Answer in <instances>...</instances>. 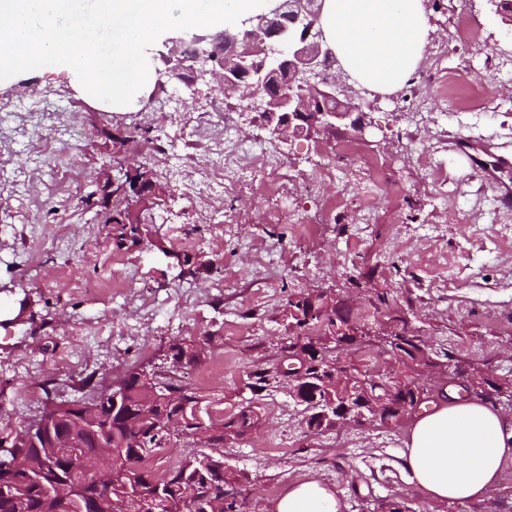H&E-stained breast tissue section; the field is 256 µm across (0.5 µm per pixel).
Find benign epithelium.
<instances>
[{"mask_svg": "<svg viewBox=\"0 0 512 512\" xmlns=\"http://www.w3.org/2000/svg\"><path fill=\"white\" fill-rule=\"evenodd\" d=\"M325 0H276L267 13H261L235 33L198 32L170 38L171 46L161 54L162 75L173 87H192L199 82H220L226 95L246 102L244 110L259 113L267 135L283 143L331 131L352 129L363 139L372 121L368 110L380 100L374 91L361 86L342 66L327 41L321 18ZM93 186L88 208L96 211L99 224H135L138 212L131 209L112 216L117 193H134L139 203L165 197V189L152 175L132 170L121 182L110 164L103 165ZM167 371L180 372L193 363L190 356L173 344L167 346ZM469 394L496 401L498 394L487 385L471 380L468 374H450ZM398 389L374 400L370 412H346L336 424H363L381 419L385 410L399 406ZM98 411L89 405L71 406V414L61 419L51 413L38 415L24 426L25 441L61 444L63 437H74L93 428ZM68 468L77 466L96 472L100 496L95 512H115L112 505V468L99 472L94 460L69 450L64 460ZM48 490L62 507L76 501L75 488L52 473L44 474Z\"/></svg>", "mask_w": 512, "mask_h": 512, "instance_id": "7a95c632", "label": "benign epithelium"}]
</instances>
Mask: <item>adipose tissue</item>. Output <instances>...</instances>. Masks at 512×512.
Returning a JSON list of instances; mask_svg holds the SVG:
<instances>
[{
    "label": "adipose tissue",
    "mask_w": 512,
    "mask_h": 512,
    "mask_svg": "<svg viewBox=\"0 0 512 512\" xmlns=\"http://www.w3.org/2000/svg\"><path fill=\"white\" fill-rule=\"evenodd\" d=\"M324 29L359 81L389 92L404 85L429 43L423 0H326ZM512 462V420L447 390L421 407L406 433L403 470L427 507L485 500ZM345 502L315 479L293 482L271 512H344Z\"/></svg>",
    "instance_id": "ef3b65f1"
}]
</instances>
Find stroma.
I'll return each mask as SVG.
<instances>
[{"instance_id":"obj_1","label":"stroma","mask_w":512,"mask_h":512,"mask_svg":"<svg viewBox=\"0 0 512 512\" xmlns=\"http://www.w3.org/2000/svg\"><path fill=\"white\" fill-rule=\"evenodd\" d=\"M427 16L430 41L416 70L397 99L370 113L364 145L390 163L391 177L366 214L326 211L325 198L355 195L364 172L348 159L343 180L321 182L311 137L273 147L299 180L263 194L254 189L259 172L245 170L247 190L225 195L210 175L223 160L225 128L243 138L262 129L218 83L184 97L169 86L125 112L90 101L61 72L1 86L0 305L26 302L39 319L0 321V438L38 413L46 391L76 397L88 380L109 382L156 361L176 336L205 339L188 381L211 410L235 412L250 396L248 374L277 362L289 335L282 310L300 291L346 299L380 333L391 316H404L430 347L488 371L512 370V204L461 148L484 144L481 160L512 159V77L486 66L492 56L512 60V27L488 0H432ZM458 20L478 27L477 43L458 46ZM463 56L479 91L470 101L443 80ZM103 126L127 137V158L150 163L166 190L138 244L116 245L120 226L96 223L81 201L109 159ZM423 147L447 187L427 177ZM167 248L205 254L223 270L181 281ZM263 401L259 427L223 449L226 466L246 476L243 512H269L306 478L336 490L345 512L388 497L422 512L423 495L402 468L405 428L344 425L309 435L287 390L267 389ZM436 512H512V462L488 500Z\"/></svg>"}]
</instances>
